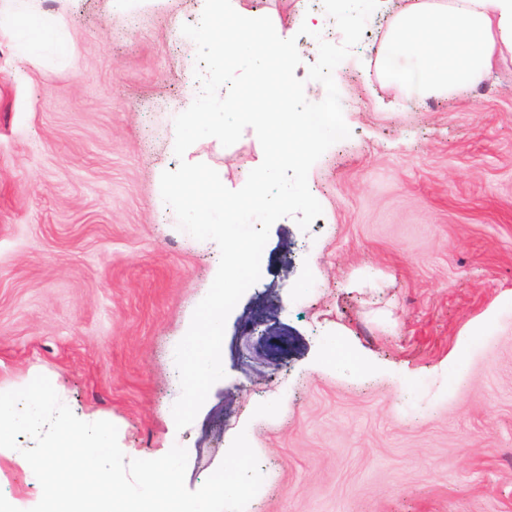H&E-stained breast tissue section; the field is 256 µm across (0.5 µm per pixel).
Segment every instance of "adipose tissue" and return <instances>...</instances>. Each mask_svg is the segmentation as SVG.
<instances>
[{
    "label": "adipose tissue",
    "instance_id": "adipose-tissue-1",
    "mask_svg": "<svg viewBox=\"0 0 512 512\" xmlns=\"http://www.w3.org/2000/svg\"><path fill=\"white\" fill-rule=\"evenodd\" d=\"M2 16L16 19L14 35L30 51L68 52L41 0H0ZM505 48L512 49V0H412L393 18L376 70L404 99L450 97L480 84Z\"/></svg>",
    "mask_w": 512,
    "mask_h": 512
}]
</instances>
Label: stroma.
I'll return each instance as SVG.
<instances>
[{"mask_svg":"<svg viewBox=\"0 0 512 512\" xmlns=\"http://www.w3.org/2000/svg\"><path fill=\"white\" fill-rule=\"evenodd\" d=\"M410 2L380 0L334 70L351 136L309 171L323 215L272 225L225 377L181 430L174 352L220 251L174 223L160 177L200 0H43L65 58L0 24V391L42 374L77 418L117 426L126 459L186 448L192 491L249 427L263 483L246 512H512V52L478 86L403 104L375 58ZM241 3L296 37L295 75L323 100L293 23L319 15L342 43L321 0ZM191 158L237 190L263 149L248 128ZM0 494L20 512L42 496L11 452Z\"/></svg>","mask_w":512,"mask_h":512,"instance_id":"1","label":"stroma"}]
</instances>
